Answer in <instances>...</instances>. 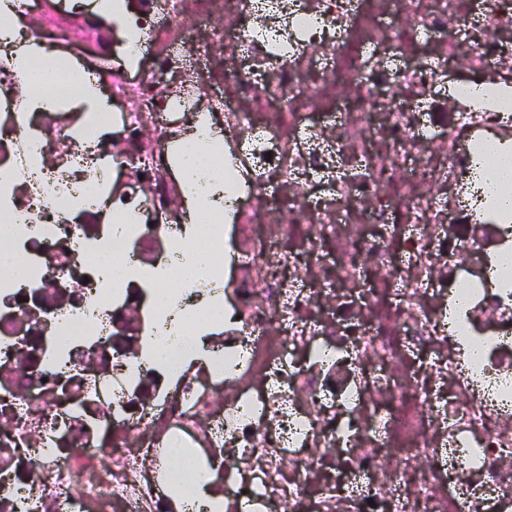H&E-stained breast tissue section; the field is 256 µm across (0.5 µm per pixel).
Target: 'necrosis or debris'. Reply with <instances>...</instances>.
I'll return each mask as SVG.
<instances>
[{
    "label": "necrosis or debris",
    "mask_w": 512,
    "mask_h": 512,
    "mask_svg": "<svg viewBox=\"0 0 512 512\" xmlns=\"http://www.w3.org/2000/svg\"><path fill=\"white\" fill-rule=\"evenodd\" d=\"M119 2L7 0L0 512H512V0ZM46 52L40 46L30 45L27 50L17 58L20 73L24 83L29 86L47 87L54 81L52 70L44 60ZM214 135H209V130L201 129L189 140L181 151V163L184 168L204 166L209 161L208 143Z\"/></svg>",
    "instance_id": "1"
}]
</instances>
